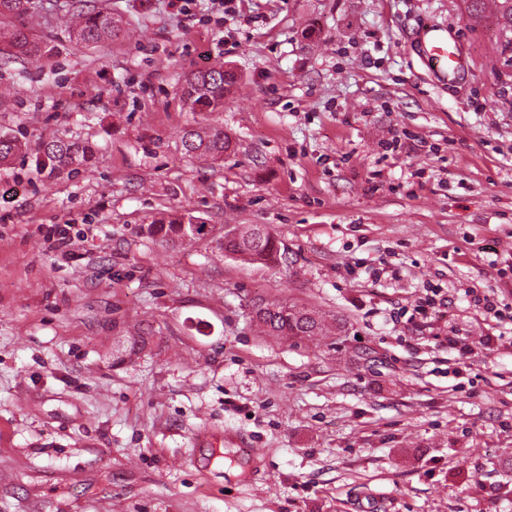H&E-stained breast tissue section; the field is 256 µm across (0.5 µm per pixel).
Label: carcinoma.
Masks as SVG:
<instances>
[{"label":"carcinoma","instance_id":"obj_1","mask_svg":"<svg viewBox=\"0 0 512 512\" xmlns=\"http://www.w3.org/2000/svg\"><path fill=\"white\" fill-rule=\"evenodd\" d=\"M45 11L58 17H72L69 30L81 43L98 44L109 42L120 35L118 22L106 10L93 7L74 11L67 0H0V25L4 19L14 15L34 14ZM469 18L479 21L487 16L495 18L499 30L512 33V0H467ZM0 53L16 59L43 57L49 53L46 43L38 41L22 29L0 30ZM234 83V76L227 74L222 65L201 69L187 78L180 90L184 104L193 110L215 112L224 109V95ZM184 154L188 157L204 158L212 162L224 159L231 148V140L224 128L211 126L203 131L188 129L182 137ZM28 144L14 137L0 136V165H8L16 156L26 152ZM90 153L88 146L76 141L54 138L42 141L35 150V162L39 168L62 170L79 164ZM205 222L186 211L173 219H155L150 224L151 234L166 243H177L185 239L200 237L203 231L193 225ZM224 251L252 262H271L279 259L280 247L274 236L258 225L242 229L240 240L224 244ZM257 324L269 336L307 338L322 333L321 322L315 313L301 309L288 311L285 307L266 303L257 313Z\"/></svg>","mask_w":512,"mask_h":512}]
</instances>
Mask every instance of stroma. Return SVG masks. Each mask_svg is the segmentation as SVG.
<instances>
[{
    "label": "stroma",
    "instance_id": "1",
    "mask_svg": "<svg viewBox=\"0 0 512 512\" xmlns=\"http://www.w3.org/2000/svg\"><path fill=\"white\" fill-rule=\"evenodd\" d=\"M98 2L124 36L16 15L53 53L0 60V135L94 151L0 166V512H512V46L494 19L464 0ZM429 16L467 62L445 82L416 55ZM220 62L223 110L191 111L185 76ZM215 125L232 152L185 157L184 129ZM185 208L208 235L148 234ZM250 224L278 262L225 254V226ZM262 302L328 331L264 335ZM245 446L262 465L228 475ZM90 153L88 145L62 138L42 141L35 150L38 168L50 167L51 171L79 165Z\"/></svg>",
    "mask_w": 512,
    "mask_h": 512
}]
</instances>
